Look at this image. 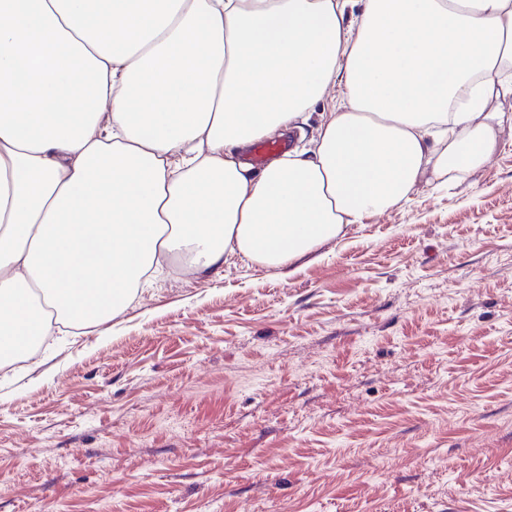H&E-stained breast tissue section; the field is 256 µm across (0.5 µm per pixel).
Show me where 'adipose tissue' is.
<instances>
[{"label":"adipose tissue","mask_w":512,"mask_h":512,"mask_svg":"<svg viewBox=\"0 0 512 512\" xmlns=\"http://www.w3.org/2000/svg\"><path fill=\"white\" fill-rule=\"evenodd\" d=\"M507 136L512 0H0V358L163 256L293 266ZM286 148V143L281 140H257L250 147V160L255 164H262L272 155L283 154Z\"/></svg>","instance_id":"adipose-tissue-1"}]
</instances>
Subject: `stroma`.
Returning a JSON list of instances; mask_svg holds the SVG:
<instances>
[{"instance_id": "stroma-1", "label": "stroma", "mask_w": 512, "mask_h": 512, "mask_svg": "<svg viewBox=\"0 0 512 512\" xmlns=\"http://www.w3.org/2000/svg\"><path fill=\"white\" fill-rule=\"evenodd\" d=\"M0 512H512V140L294 273L165 257L0 370Z\"/></svg>"}]
</instances>
